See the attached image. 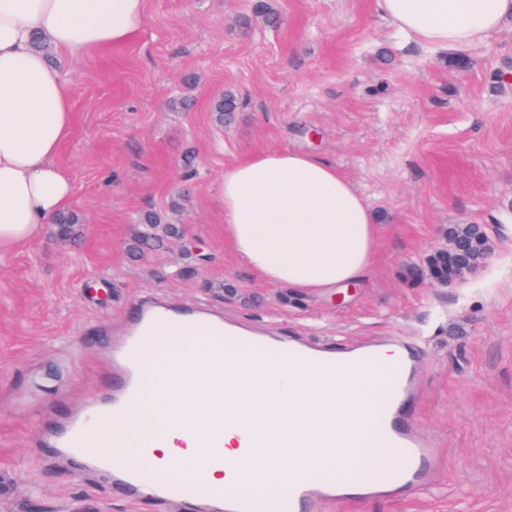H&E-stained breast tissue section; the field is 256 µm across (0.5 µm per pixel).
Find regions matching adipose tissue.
I'll return each mask as SVG.
<instances>
[{"mask_svg":"<svg viewBox=\"0 0 512 512\" xmlns=\"http://www.w3.org/2000/svg\"><path fill=\"white\" fill-rule=\"evenodd\" d=\"M417 44L461 49L512 22V0H375ZM145 0H0V258L39 238L73 184L56 158L72 127L67 82L32 45L45 37L73 60L133 40ZM224 236L260 280L321 294L363 281L376 249L373 214L336 166L271 150L217 182Z\"/></svg>","mask_w":512,"mask_h":512,"instance_id":"1","label":"adipose tissue"}]
</instances>
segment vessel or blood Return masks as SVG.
Listing matches in <instances>:
<instances>
[{
  "label": "vessel or blood",
  "instance_id": "obj_1",
  "mask_svg": "<svg viewBox=\"0 0 512 512\" xmlns=\"http://www.w3.org/2000/svg\"><path fill=\"white\" fill-rule=\"evenodd\" d=\"M159 336H184L205 340L204 359L210 365L215 388L223 386V359L252 357L259 373L276 365L280 373L271 382L272 390L287 397L295 388V377L304 367H317L328 379L354 368H382L389 383L383 400L375 408L374 431L378 447L340 479H318L314 469H301L286 494L272 497L264 491L244 495L241 470H234L224 485L215 486L194 475L195 463L182 462L183 474H172L168 467L155 460L153 439H143L138 462L123 456L96 455L90 450V437L108 424L124 420L148 384V364L154 357L151 342ZM382 344L373 341L334 355L321 347L296 340L255 336L239 331L235 324L224 321L223 313L204 304L172 306L165 298L154 295L143 301L128 323L124 337L112 350V376L107 385L87 400L84 409L75 415L53 439L51 446L59 455L89 461L93 466L117 473L121 485L128 489H149L162 501L207 503L220 512H313V494L321 492L328 500L346 498L353 490L367 495L389 494L401 489L419 490L434 477L437 453L417 432L408 406L416 373L413 353L398 347L391 364H383ZM210 466L224 464V443L221 431L200 439ZM398 460L395 468L382 466L385 457Z\"/></svg>",
  "mask_w": 512,
  "mask_h": 512
}]
</instances>
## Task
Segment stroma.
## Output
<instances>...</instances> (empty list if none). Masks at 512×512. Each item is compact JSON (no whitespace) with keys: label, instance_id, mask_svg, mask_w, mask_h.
I'll return each mask as SVG.
<instances>
[{"label":"stroma","instance_id":"1","mask_svg":"<svg viewBox=\"0 0 512 512\" xmlns=\"http://www.w3.org/2000/svg\"><path fill=\"white\" fill-rule=\"evenodd\" d=\"M254 3L146 0L133 43L51 56L74 112L58 162L83 222L76 241L49 231L0 260V512H161L42 448L103 388L113 342L154 294L332 351L388 336L415 348L411 409L441 452L437 479L316 512H512V83L494 80L512 69V25L455 52L419 46L374 0H270L274 25ZM228 92L241 107L222 123ZM279 149L319 155L365 198L378 249L361 284H265L225 244L219 177ZM149 211L199 253L176 241L132 258ZM462 224L484 225L492 251L465 282L435 285L427 260Z\"/></svg>","mask_w":512,"mask_h":512}]
</instances>
